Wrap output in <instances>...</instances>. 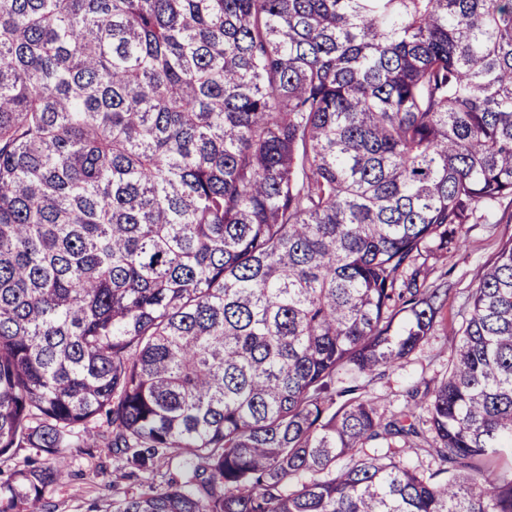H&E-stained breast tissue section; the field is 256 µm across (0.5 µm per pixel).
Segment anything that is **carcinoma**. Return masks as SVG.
<instances>
[{
	"mask_svg": "<svg viewBox=\"0 0 512 512\" xmlns=\"http://www.w3.org/2000/svg\"><path fill=\"white\" fill-rule=\"evenodd\" d=\"M506 200L512 0H0V457L54 460L0 512L68 448L123 456L110 512H512V240L438 385L337 386ZM428 448L426 444L422 448H403L399 456L400 460L407 467L417 469L427 476L437 469V463L430 452H428Z\"/></svg>",
	"mask_w": 512,
	"mask_h": 512,
	"instance_id": "obj_1",
	"label": "carcinoma"
}]
</instances>
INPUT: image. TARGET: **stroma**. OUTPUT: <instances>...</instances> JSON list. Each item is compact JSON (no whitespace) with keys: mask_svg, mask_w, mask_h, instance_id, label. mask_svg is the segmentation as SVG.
Masks as SVG:
<instances>
[{"mask_svg":"<svg viewBox=\"0 0 512 512\" xmlns=\"http://www.w3.org/2000/svg\"><path fill=\"white\" fill-rule=\"evenodd\" d=\"M465 230L462 248L428 263L429 281L442 280L448 286V304L438 315L433 336L399 368L381 378L358 381L360 394L374 401L385 415L403 408L408 389L434 385L447 375L456 341L454 332L463 323L477 276L485 264L494 260L501 246L512 240V205L502 204L486 222L466 225ZM116 483L123 486L129 483L121 460L94 448H73L68 452L65 476L45 489L44 499L53 512H87L94 502L105 510Z\"/></svg>","mask_w":512,"mask_h":512,"instance_id":"obj_1","label":"stroma"}]
</instances>
